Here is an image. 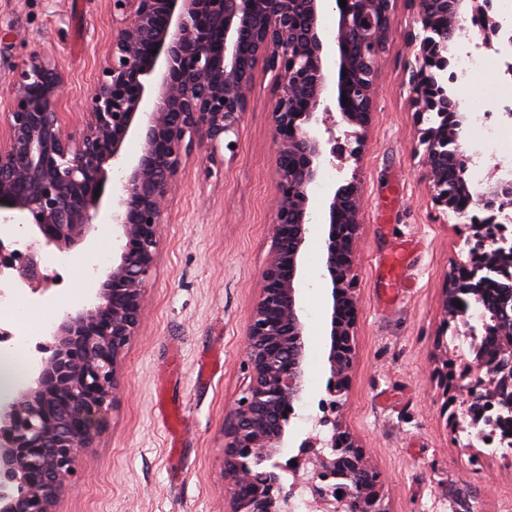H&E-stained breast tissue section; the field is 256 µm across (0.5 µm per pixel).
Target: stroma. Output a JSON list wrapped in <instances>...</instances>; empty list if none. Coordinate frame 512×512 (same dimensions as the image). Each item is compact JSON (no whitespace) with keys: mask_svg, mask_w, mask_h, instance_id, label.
Listing matches in <instances>:
<instances>
[{"mask_svg":"<svg viewBox=\"0 0 512 512\" xmlns=\"http://www.w3.org/2000/svg\"><path fill=\"white\" fill-rule=\"evenodd\" d=\"M416 18V0H395L363 153L339 168L323 163L309 190L299 296L306 326L320 333L307 338L308 381L288 430L301 443L326 396L330 292L320 225L327 193L355 178L366 203L355 268L356 358L342 422L381 474L386 512H512V457L468 445L470 419L459 412L468 357L459 332L446 326L443 301L471 223L437 208L423 175L410 89ZM112 27L106 0H0V29L10 33L0 40V103L15 90L14 71L31 55L47 56L66 81L64 130L76 134ZM277 93L273 72L257 66L231 135L234 149L214 154L200 138L184 157L145 284L149 303L120 372L119 401L81 451L57 512H226L224 430L248 383L246 330L273 245ZM100 242L119 248L105 211L69 251L64 282L25 295L22 305L53 327L78 310L79 264L95 261ZM404 243L401 293L387 301L378 293L386 259Z\"/></svg>","mask_w":512,"mask_h":512,"instance_id":"obj_1","label":"stroma"}]
</instances>
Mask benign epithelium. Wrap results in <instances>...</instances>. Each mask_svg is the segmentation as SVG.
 <instances>
[{"label":"benign epithelium","mask_w":512,"mask_h":512,"mask_svg":"<svg viewBox=\"0 0 512 512\" xmlns=\"http://www.w3.org/2000/svg\"><path fill=\"white\" fill-rule=\"evenodd\" d=\"M322 0H108L112 31L104 65L83 113L78 135L66 134L58 103L65 79L49 60L34 56L16 76L17 90L0 113V213L19 216L45 248L69 250L82 243L100 210H112L119 230V256L97 291L98 303L68 313L51 341L39 346L35 377L0 407V512H55L75 462L91 444L100 416L113 404L126 349L138 334L146 303L145 283L155 269L162 216L177 185L184 156L199 136L216 148H231L253 90L256 63L275 73L279 93L272 119L277 137V181L273 195L274 249L247 329L250 382L231 411L224 432V496L229 512H288L280 473L303 483L325 512L354 502L356 512H385L380 481L369 456L333 417L343 407L355 357L359 301L354 266L360 242L364 191L356 179L334 190L326 203L324 278L331 288L330 377L326 392L332 415L319 419L327 434L305 439L291 461L281 462L287 429L307 382L305 322L298 285L311 221L309 187L324 151L333 158H358L357 146L335 136L331 107L341 121L366 130L372 123L378 59L389 36L392 0H346L336 35L337 80L324 72L319 34ZM491 0H418L421 34L410 85L421 157L436 207L454 210L448 167L457 189L469 190L474 156L458 142L465 113L448 95L427 96L448 71V39L432 27L435 17L455 29L465 14L489 20L484 45L492 49L498 22ZM348 102H343V98ZM323 112H318V109ZM142 140L141 153H124L127 138ZM126 171L118 193L96 192L108 169ZM484 213L466 241L471 271L450 279L446 318L464 317L458 304L484 295V272L496 275L502 301L483 322L496 337L494 352L473 361L474 381L464 402L471 424H495L494 407L512 412V237L486 232L512 208V171L478 192ZM36 253L3 260L32 283ZM268 463L267 480L249 498L240 486L257 464Z\"/></svg>","instance_id":"benign-epithelium-1"}]
</instances>
